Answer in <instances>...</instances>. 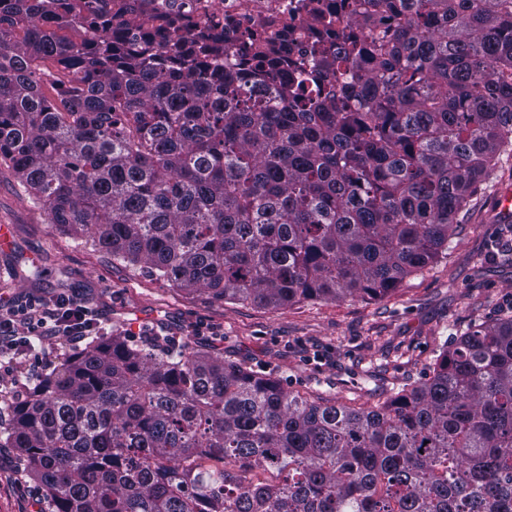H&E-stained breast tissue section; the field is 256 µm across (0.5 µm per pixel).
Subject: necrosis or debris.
Segmentation results:
<instances>
[{"mask_svg":"<svg viewBox=\"0 0 512 512\" xmlns=\"http://www.w3.org/2000/svg\"><path fill=\"white\" fill-rule=\"evenodd\" d=\"M340 10L360 17L356 35L365 41L389 35L399 23L371 0H139L137 9L124 14L114 29L136 42L151 39L163 54L175 46L166 39V29H178L182 46H209L214 65L235 70L245 57L242 32L253 33L279 61L308 59L319 43L334 35L328 21Z\"/></svg>","mask_w":512,"mask_h":512,"instance_id":"obj_1","label":"necrosis or debris"}]
</instances>
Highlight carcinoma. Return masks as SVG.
I'll use <instances>...</instances> for the list:
<instances>
[{
	"label": "carcinoma",
	"mask_w": 512,
	"mask_h": 512,
	"mask_svg": "<svg viewBox=\"0 0 512 512\" xmlns=\"http://www.w3.org/2000/svg\"><path fill=\"white\" fill-rule=\"evenodd\" d=\"M336 17L257 110L239 72L159 62L84 0H0V160L51 223L218 300L377 297L448 250L512 149V0H387ZM41 512H501L512 501V318L365 411L188 345L97 339L0 419Z\"/></svg>",
	"instance_id": "cac0c4a2"
}]
</instances>
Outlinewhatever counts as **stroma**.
<instances>
[{"mask_svg": "<svg viewBox=\"0 0 512 512\" xmlns=\"http://www.w3.org/2000/svg\"><path fill=\"white\" fill-rule=\"evenodd\" d=\"M512 190V151L502 154L457 217L448 251L381 298L301 301L278 307L187 293L112 259L89 239L51 224L44 208L0 161V304L61 292L88 298L104 337L173 336L227 362L273 373L289 391L367 409L421 381L464 332L512 316V232L497 211ZM39 270L15 279V267ZM206 335H198L197 326ZM39 491L17 459L0 455V512H38Z\"/></svg>", "mask_w": 512, "mask_h": 512, "instance_id": "35a3bbf8", "label": "stroma"}]
</instances>
